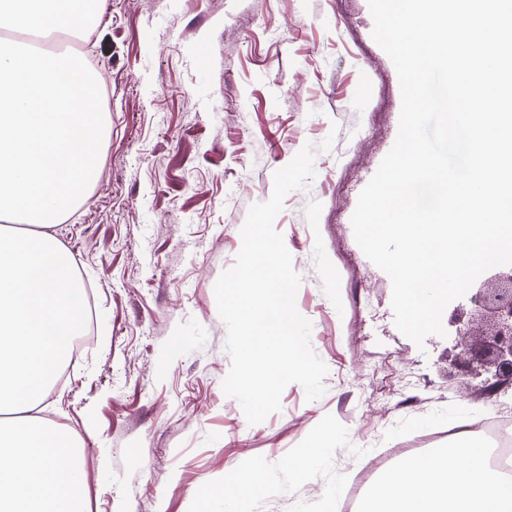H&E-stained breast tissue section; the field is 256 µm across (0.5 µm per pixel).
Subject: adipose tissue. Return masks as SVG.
Here are the masks:
<instances>
[{
  "label": "adipose tissue",
  "mask_w": 512,
  "mask_h": 512,
  "mask_svg": "<svg viewBox=\"0 0 512 512\" xmlns=\"http://www.w3.org/2000/svg\"><path fill=\"white\" fill-rule=\"evenodd\" d=\"M73 0H0V27L52 32L75 25ZM367 512H512V479L474 443L412 456L372 489Z\"/></svg>",
  "instance_id": "adipose-tissue-1"
}]
</instances>
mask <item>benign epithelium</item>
Listing matches in <instances>:
<instances>
[{
    "instance_id": "obj_1",
    "label": "benign epithelium",
    "mask_w": 512,
    "mask_h": 512,
    "mask_svg": "<svg viewBox=\"0 0 512 512\" xmlns=\"http://www.w3.org/2000/svg\"><path fill=\"white\" fill-rule=\"evenodd\" d=\"M475 310L490 318L487 349L473 356L467 374L486 376L488 389L512 385V266L499 272L472 294Z\"/></svg>"
}]
</instances>
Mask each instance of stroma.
<instances>
[{
  "label": "stroma",
  "mask_w": 512,
  "mask_h": 512,
  "mask_svg": "<svg viewBox=\"0 0 512 512\" xmlns=\"http://www.w3.org/2000/svg\"><path fill=\"white\" fill-rule=\"evenodd\" d=\"M92 4L53 40L95 56L110 92L99 170L50 232L95 294V342L41 404L82 448L89 512H199L207 489L224 512L258 460L270 490L250 512H319L326 498L331 512H362L383 471L474 440L468 424L499 407L463 371L483 322L416 345L395 325L388 274L354 237L402 104L368 0ZM327 138L315 178L274 221L326 391L310 402L290 384L281 411L252 425L222 388L231 360L214 287L275 171ZM327 431L336 447L316 455Z\"/></svg>",
  "instance_id": "stroma-1"
}]
</instances>
